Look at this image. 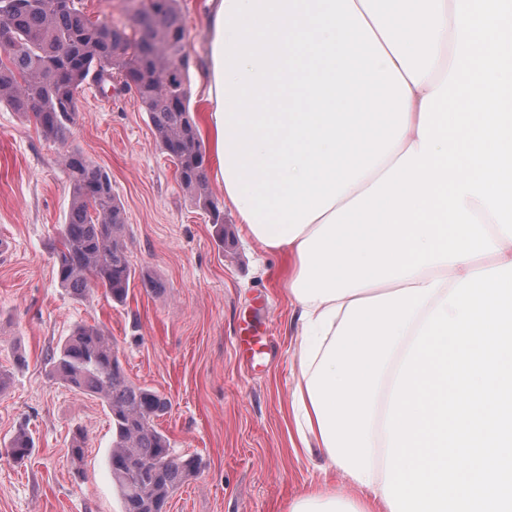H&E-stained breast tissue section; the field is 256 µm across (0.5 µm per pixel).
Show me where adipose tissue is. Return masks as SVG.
Returning <instances> with one entry per match:
<instances>
[{
    "mask_svg": "<svg viewBox=\"0 0 512 512\" xmlns=\"http://www.w3.org/2000/svg\"><path fill=\"white\" fill-rule=\"evenodd\" d=\"M211 175L281 256L299 329L296 434L366 497L290 512H391L383 430L398 367L467 275L512 262V114L494 92L512 38L476 57L512 0H209ZM304 105L283 109L285 90ZM482 114L477 131L462 115Z\"/></svg>",
    "mask_w": 512,
    "mask_h": 512,
    "instance_id": "ef3b65f1",
    "label": "adipose tissue"
}]
</instances>
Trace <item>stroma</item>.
<instances>
[{
  "instance_id": "1",
  "label": "stroma",
  "mask_w": 512,
  "mask_h": 512,
  "mask_svg": "<svg viewBox=\"0 0 512 512\" xmlns=\"http://www.w3.org/2000/svg\"><path fill=\"white\" fill-rule=\"evenodd\" d=\"M198 84L206 51L207 0H180ZM73 143L112 179L124 206L130 260L159 289L134 281L125 303L102 292L77 300L59 287L50 244L70 194L60 146L0 106V447L19 430L34 448L23 465L0 459V512H123L108 458L112 427L98 398L56 381L49 359L79 323L111 334L128 379L168 402L155 418L176 454L200 463L167 512H289L310 487L347 501L363 493L324 459L296 446L290 413L298 378V330L283 264L244 237L232 210L216 230L181 187L147 115L132 94L79 93ZM266 323L262 357L249 361L241 336ZM85 431L81 467L70 460L73 430Z\"/></svg>"
}]
</instances>
